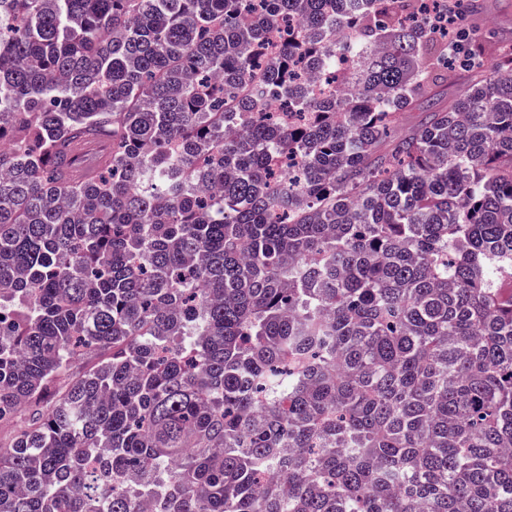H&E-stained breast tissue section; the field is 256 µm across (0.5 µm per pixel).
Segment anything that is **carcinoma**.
Segmentation results:
<instances>
[{
    "label": "carcinoma",
    "instance_id": "obj_1",
    "mask_svg": "<svg viewBox=\"0 0 512 512\" xmlns=\"http://www.w3.org/2000/svg\"><path fill=\"white\" fill-rule=\"evenodd\" d=\"M483 15L0 0V512H512ZM467 78L459 70H448V79L440 83L433 90L434 102L440 105L451 104L465 90ZM437 99V100H436Z\"/></svg>",
    "mask_w": 512,
    "mask_h": 512
}]
</instances>
